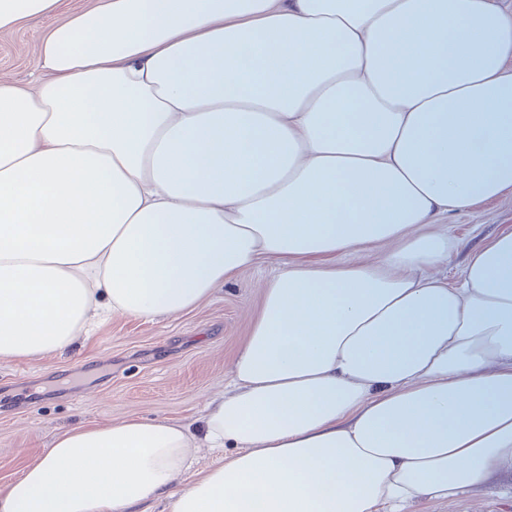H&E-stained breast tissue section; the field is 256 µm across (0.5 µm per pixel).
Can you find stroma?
Segmentation results:
<instances>
[{
  "label": "stroma",
  "instance_id": "stroma-1",
  "mask_svg": "<svg viewBox=\"0 0 512 512\" xmlns=\"http://www.w3.org/2000/svg\"><path fill=\"white\" fill-rule=\"evenodd\" d=\"M51 19L0 32V75L30 86L38 45ZM512 231V190L448 218L461 243L442 273L463 278L468 249ZM277 262L248 268L214 296L179 316L115 317L60 354L0 358V485L17 478L50 441L76 423L105 427L130 415L196 422L223 390L232 359L261 305L258 285ZM411 512H512V481L494 480L450 499L424 500Z\"/></svg>",
  "mask_w": 512,
  "mask_h": 512
}]
</instances>
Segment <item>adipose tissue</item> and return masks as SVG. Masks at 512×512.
<instances>
[{"mask_svg":"<svg viewBox=\"0 0 512 512\" xmlns=\"http://www.w3.org/2000/svg\"><path fill=\"white\" fill-rule=\"evenodd\" d=\"M60 0H0V31ZM498 0H101L0 79V358L184 313L276 260L198 427L56 436L0 512H409L512 477V189ZM378 258L364 262L360 253ZM223 461L191 483L199 449ZM446 223L448 236L463 248L451 256L442 274L448 276L449 283H457L463 278L467 248L480 246L501 232L512 231V190L450 215Z\"/></svg>","mask_w":512,"mask_h":512,"instance_id":"adipose-tissue-1","label":"adipose tissue"}]
</instances>
